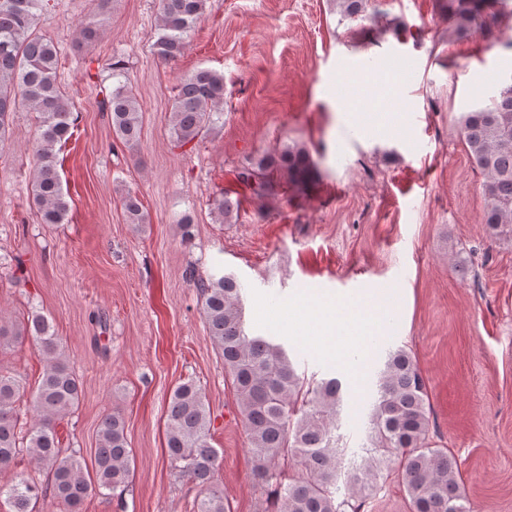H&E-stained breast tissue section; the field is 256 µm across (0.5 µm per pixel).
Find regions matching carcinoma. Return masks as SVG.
Returning <instances> with one entry per match:
<instances>
[{"label": "carcinoma", "mask_w": 512, "mask_h": 512, "mask_svg": "<svg viewBox=\"0 0 512 512\" xmlns=\"http://www.w3.org/2000/svg\"><path fill=\"white\" fill-rule=\"evenodd\" d=\"M48 0H0V150L9 141L11 115L19 106L36 114L37 130L32 199L45 224H63L69 209L57 170L55 147L73 134L74 104L58 83L60 53L49 38L35 32ZM345 18L369 15L375 23L383 13H367L369 0H336ZM207 0H159V27L154 42L158 58L178 60ZM507 0H446L448 23L468 32L485 15L496 17ZM103 33L100 21L84 20L78 39L91 44ZM116 83L103 99L118 139L134 146L142 131L138 99L122 80L123 67L112 63ZM224 112V74L201 68L182 78L171 108L172 141L183 148L220 123ZM465 144L484 177V224L495 238L512 237V81L484 107L460 117ZM316 164L303 144L292 143L263 156L237 172V180L263 197L283 179L295 187L307 185ZM222 222L231 223L238 203L221 191L210 203ZM128 224H144L147 215L139 198L123 199ZM207 334L224 357V372L239 400L253 476L261 486H273L276 512H364L373 493L374 467L400 457L398 475L405 485L410 512H467L459 483L457 458L429 441V387L405 350L388 353L376 381L377 400L370 415V462L354 474L349 491L336 498V415L342 383L333 377L306 384L283 346L267 336L246 332L242 285L232 274L195 282ZM29 341L46 363L34 395V422L22 421L17 409L19 381L0 373V469L15 465L23 452L50 477L52 498L63 512H80L92 488L80 459L60 452L56 422L78 406L82 385L63 359L60 342L41 314L12 327L0 324V348ZM210 410L193 382L180 384L167 411L166 448L178 474L197 489L194 512H230L224 491L213 483L218 452L210 444ZM293 449L300 473L283 478L280 460ZM134 459L128 446L126 423L119 413L105 416L95 452L97 487L116 490L128 485ZM46 497L33 476L17 477L0 485V500L9 512H35Z\"/></svg>", "instance_id": "obj_1"}]
</instances>
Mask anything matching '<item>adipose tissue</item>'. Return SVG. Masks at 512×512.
Here are the masks:
<instances>
[{
    "label": "adipose tissue",
    "mask_w": 512,
    "mask_h": 512,
    "mask_svg": "<svg viewBox=\"0 0 512 512\" xmlns=\"http://www.w3.org/2000/svg\"><path fill=\"white\" fill-rule=\"evenodd\" d=\"M392 309L391 294L381 292L366 300L348 297L310 307L306 319L319 323L334 346L350 344L366 361L372 354L368 339L379 333Z\"/></svg>",
    "instance_id": "1"
}]
</instances>
